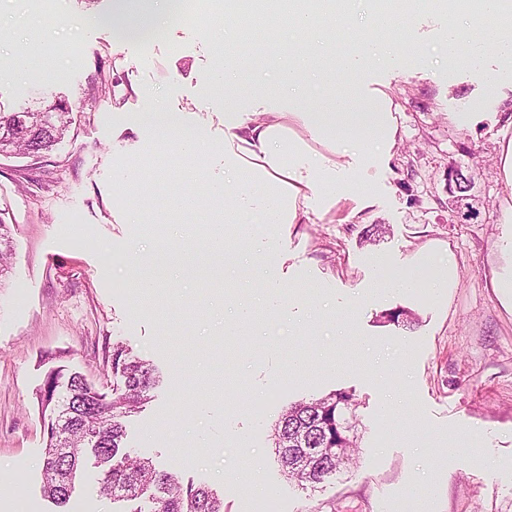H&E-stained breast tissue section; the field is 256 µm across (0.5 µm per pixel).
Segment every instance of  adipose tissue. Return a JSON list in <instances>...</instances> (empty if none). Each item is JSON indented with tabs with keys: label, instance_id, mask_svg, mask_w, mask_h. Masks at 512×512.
Wrapping results in <instances>:
<instances>
[{
	"label": "adipose tissue",
	"instance_id": "ef3b65f1",
	"mask_svg": "<svg viewBox=\"0 0 512 512\" xmlns=\"http://www.w3.org/2000/svg\"><path fill=\"white\" fill-rule=\"evenodd\" d=\"M476 4L481 7V24L471 33L474 49L489 46L511 60L512 27L500 21L504 0H448L446 57L454 58L461 45L458 17ZM340 101V93L332 92L317 113L293 106L244 117L225 114L224 182L218 192L235 198L234 206L224 210L225 223H243L251 207L248 187L254 182L267 187L271 224L303 223L314 197H321L327 208L337 197L360 190V182L347 178L334 136L358 134L360 143H377V159H386L396 135L392 100L387 92H378L376 111L358 114L339 111Z\"/></svg>",
	"mask_w": 512,
	"mask_h": 512
}]
</instances>
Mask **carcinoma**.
<instances>
[{"label":"carcinoma","instance_id":"cac0c4a2","mask_svg":"<svg viewBox=\"0 0 512 512\" xmlns=\"http://www.w3.org/2000/svg\"><path fill=\"white\" fill-rule=\"evenodd\" d=\"M72 124L71 110L59 102L55 111L0 112V153L40 154L52 149ZM112 397L99 392L81 374L53 371L40 392L42 413L56 411L58 435L47 439L43 491L58 503L71 494L87 456L98 468L100 492L114 501L149 500L135 512H224V501L204 484L182 485L172 473L160 471L147 458L126 449V418L138 413L158 382L156 369L136 359L122 343L111 353ZM352 402L346 392L292 405L275 427V445L288 477L300 485L320 483L340 471L353 442L342 427ZM314 450L311 463L303 453Z\"/></svg>","mask_w":512,"mask_h":512}]
</instances>
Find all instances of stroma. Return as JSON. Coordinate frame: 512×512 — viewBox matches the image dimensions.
<instances>
[{
    "instance_id": "35a3bbf8",
    "label": "stroma",
    "mask_w": 512,
    "mask_h": 512,
    "mask_svg": "<svg viewBox=\"0 0 512 512\" xmlns=\"http://www.w3.org/2000/svg\"><path fill=\"white\" fill-rule=\"evenodd\" d=\"M402 52L342 76L343 111L367 112L387 88L397 110L389 161L353 154L360 196L304 224L224 221V115L281 108L258 66L312 49L290 26L225 43V22L188 18L153 38L106 24L112 0H0V110L68 102L73 123L51 151L0 154V221L12 259L0 276V512H132L98 492L86 465L65 505L41 491L46 434L38 393L57 367L112 389L120 342L160 381L126 422L128 449L181 483L209 485L224 512H512V197L502 154L512 129V63L447 61V18L414 0ZM240 52L225 83L219 49ZM122 84L94 95L99 71ZM177 114L208 142L197 154L154 139V114ZM473 175L478 216L458 223L449 166ZM384 226L376 243L369 225ZM232 249L276 248L274 282L243 262L211 273L206 254L179 268L155 259L211 232ZM439 299L385 280L433 277ZM414 313L410 326L385 313ZM353 394L358 447L336 476L302 487L284 473L273 428L293 404Z\"/></svg>"
}]
</instances>
